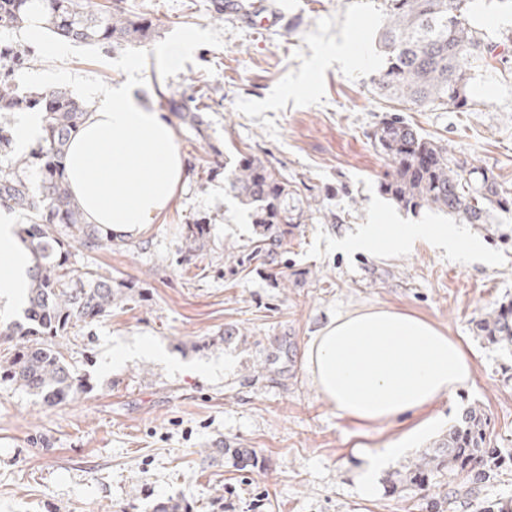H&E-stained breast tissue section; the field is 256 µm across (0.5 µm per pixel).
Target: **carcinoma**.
<instances>
[{"mask_svg":"<svg viewBox=\"0 0 512 512\" xmlns=\"http://www.w3.org/2000/svg\"><path fill=\"white\" fill-rule=\"evenodd\" d=\"M473 0H383V24L378 43L382 67L374 79L376 93L399 106L369 135L373 148L392 170L380 184L384 195L409 211L428 207L456 216L467 224L489 223L494 210H511L490 169L467 168L448 154V146L429 139L400 112L413 108L462 110L469 106L473 65L490 66L500 44L485 38L471 24ZM122 0L97 7L90 0H0V31L20 30L36 8L47 29L59 41L74 44L141 45L156 29L132 14ZM0 150L13 141L7 116L17 112L42 114V134L26 153L0 158V207L24 213L22 234L31 256L33 286L24 309L25 326L5 335L15 349L0 356V377L41 399L50 408L76 400L88 387L85 375L67 360L56 338L112 315V305L132 299L133 287L112 284V277L93 269L67 265L72 244L97 252L112 242V234L89 224L66 185L65 157L73 133L92 108L64 86L23 93L14 84L15 71L31 63L35 47L27 42L0 43ZM165 109L195 140L209 143L205 107L194 96L176 91L161 94ZM40 173L33 189L31 169ZM224 185L246 205L259 238L250 254L270 263L276 248L296 224L303 208L288 188V178L252 156L224 166ZM204 227L184 226L188 256L201 249ZM478 335L512 351V302L502 303L476 323ZM486 417L469 407L455 425L425 452L409 472L416 485L448 476V504L471 491V485L491 477L502 459L486 447ZM224 454L244 470L253 465L250 448L224 446ZM152 512H193L187 501L157 502Z\"/></svg>","mask_w":512,"mask_h":512,"instance_id":"1","label":"carcinoma"}]
</instances>
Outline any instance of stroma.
Instances as JSON below:
<instances>
[{"label":"stroma","mask_w":512,"mask_h":512,"mask_svg":"<svg viewBox=\"0 0 512 512\" xmlns=\"http://www.w3.org/2000/svg\"><path fill=\"white\" fill-rule=\"evenodd\" d=\"M125 2L157 19L150 42L105 48L46 36L16 85H61L91 102L134 65L152 109L169 87L208 104L211 145L189 140L170 119L186 174L167 210L101 251L71 247L75 267L111 275L143 299L120 302L111 316L62 338L67 359L92 378L80 400L48 408L0 380V512H151L169 498L189 500L195 512H423L426 500L447 495V484H399L396 475L474 406L487 413L486 443L504 463L452 512L512 499V353L475 328L512 300V212H493L484 228L435 209L404 210L380 192L389 164L368 136L390 109L371 83L382 0H264L281 13L266 31L241 15L218 16L216 0ZM473 19L504 43V63L474 68L469 111L408 118L455 158L491 168L512 192V8L474 0ZM178 37L196 48L171 68L155 51ZM216 150L225 162L249 152L285 175L296 197L319 201L320 213L290 226L274 264L249 259L256 232L247 210L223 177L203 178L198 163ZM198 217L209 229L192 264L182 231ZM364 224L426 232L405 253L337 248ZM441 224L472 249L437 246L430 233ZM369 307L421 317L460 342L474 383L429 410L411 451L392 458L366 493L357 483L366 455L415 421L339 416L313 385L304 351L335 316ZM145 339L169 361L141 354L104 368L113 352ZM226 441L253 449L257 466L242 471L217 454Z\"/></svg>","instance_id":"obj_1"}]
</instances>
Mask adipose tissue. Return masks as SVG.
Here are the masks:
<instances>
[{"label":"adipose tissue","instance_id":"1","mask_svg":"<svg viewBox=\"0 0 512 512\" xmlns=\"http://www.w3.org/2000/svg\"><path fill=\"white\" fill-rule=\"evenodd\" d=\"M67 186L88 223L135 235L168 208L183 166L166 118L135 83L102 89L73 134ZM419 228L384 233L372 224L349 249L407 250ZM26 250L12 215L0 208V306H17L30 286ZM309 375L340 416L384 423L419 415L469 387L474 368L461 344L422 318L385 308L332 319L305 350Z\"/></svg>","mask_w":512,"mask_h":512}]
</instances>
